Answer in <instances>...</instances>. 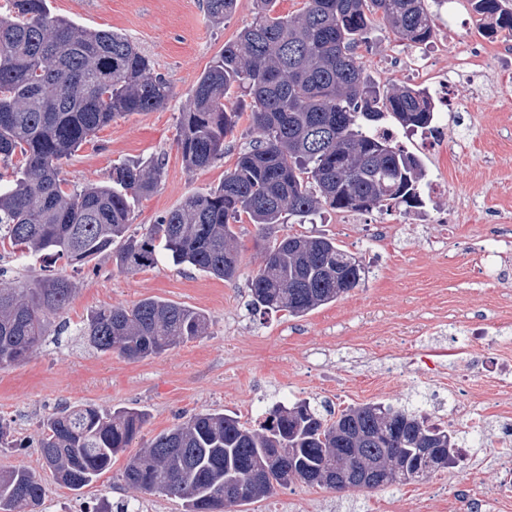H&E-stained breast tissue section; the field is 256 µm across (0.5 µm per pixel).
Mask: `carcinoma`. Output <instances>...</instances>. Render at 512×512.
Returning a JSON list of instances; mask_svg holds the SVG:
<instances>
[{
  "mask_svg": "<svg viewBox=\"0 0 512 512\" xmlns=\"http://www.w3.org/2000/svg\"><path fill=\"white\" fill-rule=\"evenodd\" d=\"M484 33H512L502 0H470ZM221 23L236 0H205ZM273 0H256L254 22L224 44L201 74L178 118L177 146L190 170L224 154V138L240 112L233 90L251 99L260 139L241 154L216 188L187 197L142 235L129 233L134 205L153 193L162 164L121 163L100 185L68 189L61 161L117 117L168 102L170 84L127 36L78 26L54 14L50 0H8L0 12V160L17 153L16 178L0 185V243L24 256L50 257L78 269L103 254L133 273L150 267L158 249L218 279L232 280L240 260L233 224L247 217L267 242L264 266L250 282L251 305L303 316L349 293L366 277L362 262L325 236L274 229L288 214L304 222L321 209L369 211L419 203L420 160L376 129L390 113L406 128L434 119L422 89L382 92L355 49L373 17L416 44L432 38L424 0H304L294 16H274ZM362 205L353 208V200ZM0 272V367L19 364L42 344L51 319L71 303L64 275L6 283ZM206 315L147 298L131 307L105 305L78 328L100 353L127 361L160 355L206 333ZM145 413L91 404L47 416L40 441L45 467L78 491L112 467V458L141 436ZM454 433L425 415L381 404L348 406L332 418L307 401L275 407L259 428L232 415L201 412L155 436L128 460L122 478L144 494L185 500V512H233L291 484L326 486L320 477L343 455L365 467L393 458L398 472L360 471L345 490L385 489L419 481L454 459ZM241 484L251 492L232 498ZM41 478L18 466L0 470V512H40Z\"/></svg>",
  "mask_w": 512,
  "mask_h": 512,
  "instance_id": "carcinoma-1",
  "label": "carcinoma"
}]
</instances>
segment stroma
<instances>
[{
    "instance_id": "1",
    "label": "stroma",
    "mask_w": 512,
    "mask_h": 512,
    "mask_svg": "<svg viewBox=\"0 0 512 512\" xmlns=\"http://www.w3.org/2000/svg\"><path fill=\"white\" fill-rule=\"evenodd\" d=\"M432 41L417 46L375 20L358 60L380 86L433 90L449 81L454 109L434 115L447 140L420 150L419 131L398 127L400 146L419 155L425 170L420 207L373 209L346 216L323 209L313 222L289 219L291 234L326 236L368 267L364 283L335 302L295 317L253 309L250 280L264 260L254 225L234 224L241 258L237 278L222 280L159 256L133 274L100 257L71 272L76 293L28 360L0 368V423L17 447H0V469L24 466L48 488L42 512H101L104 504L140 499L142 512H183L180 497L138 494L122 479L126 454L93 483L74 491L59 485L42 465L44 417L64 406L92 403L104 409L135 408L148 421L134 450L175 424L205 411L233 413L258 427L274 404L307 399L335 411L381 403L448 416L479 417L482 431H459L463 465L421 481L382 490L338 492L291 485L243 512H512V499L487 501L499 462L492 444L512 425V380L493 384L483 368L498 354L512 356V242L494 240L491 227L512 228V65L485 58L467 72L469 47L512 44V34L482 33L469 0L438 7ZM53 13L86 28L125 34L171 85L163 107L117 118L97 132L60 169L69 185L107 179L121 162L158 160L157 190L135 205L132 232L159 221L187 196L219 185L257 133L247 105L224 139V154L208 168L188 170L177 148V122L197 78L225 42L251 24L255 0H237L234 13L214 24L204 0H51ZM157 298L202 310L204 336L161 355L129 362L89 348L77 326L104 305L130 306ZM457 340L462 354L428 367L424 350Z\"/></svg>"
}]
</instances>
